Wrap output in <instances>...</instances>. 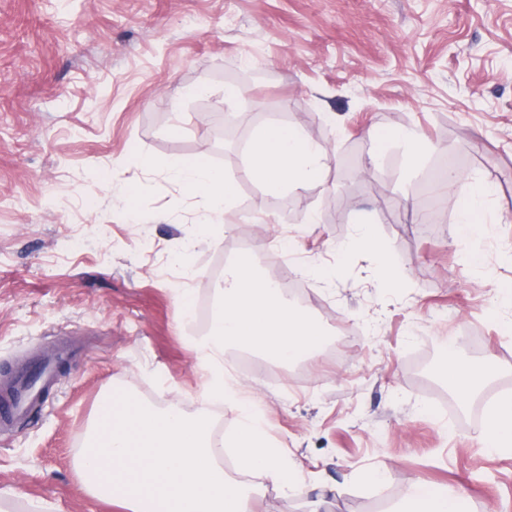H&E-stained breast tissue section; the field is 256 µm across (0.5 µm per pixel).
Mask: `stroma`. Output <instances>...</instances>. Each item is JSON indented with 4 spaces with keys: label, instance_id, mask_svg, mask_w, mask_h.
<instances>
[{
    "label": "stroma",
    "instance_id": "stroma-1",
    "mask_svg": "<svg viewBox=\"0 0 512 512\" xmlns=\"http://www.w3.org/2000/svg\"><path fill=\"white\" fill-rule=\"evenodd\" d=\"M229 84L243 91L231 104ZM270 123L327 147L319 182L273 192L241 177L226 127L247 140ZM385 128L423 133L418 166L370 138ZM201 150L237 178L239 207L189 276L179 258L201 207L165 166ZM140 155L155 167L136 168ZM449 168L457 195L473 174L493 185L490 237H458L434 192ZM127 182L131 211L115 192ZM362 224L383 258L338 251ZM245 251L269 281L309 286L343 351L297 375L257 355L239 375L304 485L265 486L257 512H309L330 486L319 512H393L414 486L464 490L463 512H512V453L482 443L512 394V335L488 315L512 287V0H0V390L55 340L71 351L41 405L0 433L10 512H116L74 470L98 396L124 387L194 410L204 376L176 293L210 301L213 270ZM333 266L332 281L304 274ZM452 357L489 376L470 403L441 377Z\"/></svg>",
    "mask_w": 512,
    "mask_h": 512
}]
</instances>
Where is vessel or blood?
I'll return each instance as SVG.
<instances>
[{
  "mask_svg": "<svg viewBox=\"0 0 512 512\" xmlns=\"http://www.w3.org/2000/svg\"><path fill=\"white\" fill-rule=\"evenodd\" d=\"M65 354V347L54 346L41 360L37 379L20 376L13 386L0 393V431L13 429L28 419L53 383V368L63 361Z\"/></svg>",
  "mask_w": 512,
  "mask_h": 512,
  "instance_id": "1",
  "label": "vessel or blood"
}]
</instances>
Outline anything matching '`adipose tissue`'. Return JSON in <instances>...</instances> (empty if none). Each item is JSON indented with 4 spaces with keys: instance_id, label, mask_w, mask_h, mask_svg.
I'll return each instance as SVG.
<instances>
[{
    "instance_id": "ef3b65f1",
    "label": "adipose tissue",
    "mask_w": 512,
    "mask_h": 512,
    "mask_svg": "<svg viewBox=\"0 0 512 512\" xmlns=\"http://www.w3.org/2000/svg\"><path fill=\"white\" fill-rule=\"evenodd\" d=\"M328 154L299 127L265 125L254 130L249 147V160L242 176L260 181L267 189H301L319 181L326 167ZM166 171L190 195L202 199L206 214L194 239L206 240L213 223L223 214L237 208V180L226 177L215 167L207 152L170 161ZM459 178L456 170L439 177L442 196L448 199L456 215L457 233L467 239L491 235L492 225L485 216V205L492 195L490 185L474 178L471 193L464 198L454 196L452 189ZM486 448L494 452L512 450V396L508 395L490 409L487 419ZM463 497L459 493L412 488L400 512H459Z\"/></svg>"
}]
</instances>
